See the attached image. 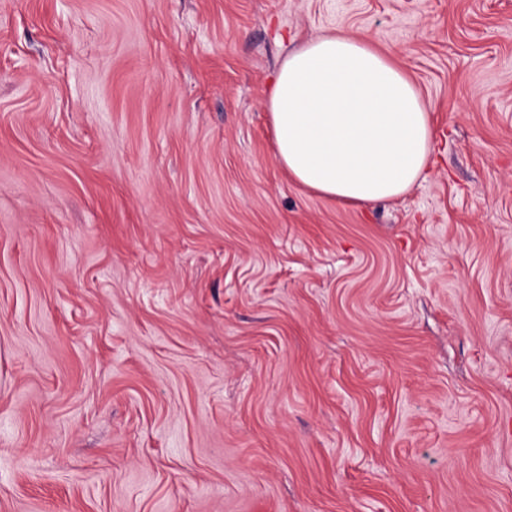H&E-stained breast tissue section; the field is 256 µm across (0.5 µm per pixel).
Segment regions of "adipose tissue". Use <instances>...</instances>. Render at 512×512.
<instances>
[{
	"label": "adipose tissue",
	"instance_id": "ef3b65f1",
	"mask_svg": "<svg viewBox=\"0 0 512 512\" xmlns=\"http://www.w3.org/2000/svg\"><path fill=\"white\" fill-rule=\"evenodd\" d=\"M265 106L278 162L337 203L401 197L429 166L430 105L371 40L340 29L307 39L279 65Z\"/></svg>",
	"mask_w": 512,
	"mask_h": 512
}]
</instances>
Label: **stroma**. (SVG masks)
I'll return each mask as SVG.
<instances>
[{"label": "stroma", "mask_w": 512, "mask_h": 512, "mask_svg": "<svg viewBox=\"0 0 512 512\" xmlns=\"http://www.w3.org/2000/svg\"><path fill=\"white\" fill-rule=\"evenodd\" d=\"M335 28L431 105L401 199L276 159ZM0 512H512V0H0Z\"/></svg>", "instance_id": "1"}]
</instances>
